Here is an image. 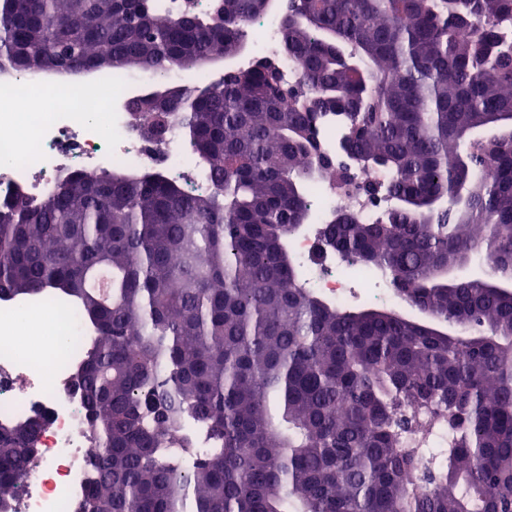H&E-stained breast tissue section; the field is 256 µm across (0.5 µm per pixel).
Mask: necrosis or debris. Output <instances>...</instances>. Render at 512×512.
Masks as SVG:
<instances>
[{"instance_id": "1", "label": "necrosis or debris", "mask_w": 512, "mask_h": 512, "mask_svg": "<svg viewBox=\"0 0 512 512\" xmlns=\"http://www.w3.org/2000/svg\"><path fill=\"white\" fill-rule=\"evenodd\" d=\"M131 76H108L69 84L41 76L0 73V196L23 190L30 204L42 203L59 177H97L115 169H157L189 190L208 183L188 140L176 130L162 142L143 138L125 106ZM109 115L108 126L97 121ZM382 171L351 170L337 187L325 170L312 190L313 225L295 235L291 250L304 267L308 288L342 305L355 282L367 283L364 302L388 304L390 289L341 256L321 236L327 215L339 208L375 222L384 208L365 195L368 183H387ZM91 332L79 309L51 295L0 300V420L42 415L37 464L0 512H79L94 479L84 401L76 387L83 350L75 337Z\"/></svg>"}]
</instances>
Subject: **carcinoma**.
<instances>
[{
	"mask_svg": "<svg viewBox=\"0 0 512 512\" xmlns=\"http://www.w3.org/2000/svg\"><path fill=\"white\" fill-rule=\"evenodd\" d=\"M268 10L0 0V61L18 76L189 72L238 58ZM510 34L512 0H291L276 58L295 83L261 60L127 102L159 137L181 121L210 189L114 170L65 176L38 207L0 200V299L49 291L93 329L82 512H512V291L495 287L512 277ZM333 166L340 183L353 166L390 180L364 186L387 201L380 221L340 209L325 241L430 321L302 286L290 240ZM103 268L109 303L88 285ZM190 419L215 447L172 444ZM442 423L446 464L421 448ZM44 424L0 422L1 498Z\"/></svg>",
	"mask_w": 512,
	"mask_h": 512,
	"instance_id": "obj_1",
	"label": "carcinoma"
}]
</instances>
